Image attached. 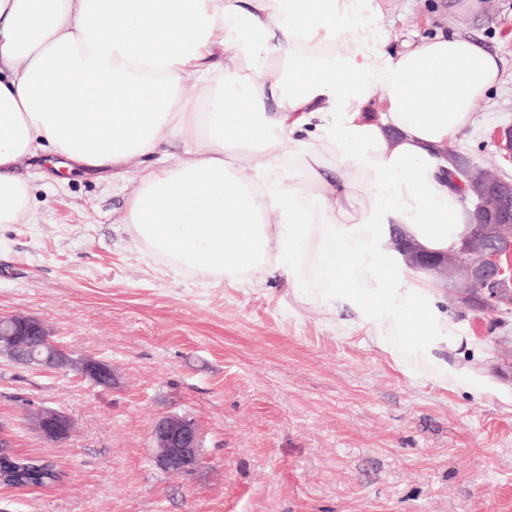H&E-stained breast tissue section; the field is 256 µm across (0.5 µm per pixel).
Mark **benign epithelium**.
Segmentation results:
<instances>
[{
    "label": "benign epithelium",
    "instance_id": "benign-epithelium-1",
    "mask_svg": "<svg viewBox=\"0 0 512 512\" xmlns=\"http://www.w3.org/2000/svg\"><path fill=\"white\" fill-rule=\"evenodd\" d=\"M476 209L485 219L479 226L480 235L499 237L500 245L488 248L480 244L467 247L464 253H450L444 259H428L403 236L392 239L393 246L403 252L411 267L426 266L448 273L454 278L453 286L458 296L468 298V289L476 284L483 286V302L491 307L508 305L512 292V182L491 174L482 181L469 183ZM49 334L38 320L27 316H11L7 324L0 323V354L20 340H48ZM31 364L55 369H71L85 378L112 384V367L93 358L75 359L66 349L50 359L31 360ZM31 428L49 443L67 440L73 429L72 421L63 412L44 408L30 422ZM154 462L163 471L189 473L201 462L203 456L199 428L192 419L168 415L157 422L152 435Z\"/></svg>",
    "mask_w": 512,
    "mask_h": 512
}]
</instances>
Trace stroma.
<instances>
[{"label": "stroma", "mask_w": 512, "mask_h": 512, "mask_svg": "<svg viewBox=\"0 0 512 512\" xmlns=\"http://www.w3.org/2000/svg\"><path fill=\"white\" fill-rule=\"evenodd\" d=\"M384 31L435 20L481 40L502 79L456 147L512 180L495 132L512 124V0H374ZM23 223L0 224V316L42 321L73 356L112 365V385L0 358V420L17 448L53 461L48 489L0 486V512H512V406L407 376L363 336L288 308V283L230 287L177 276L125 229L131 176L23 161ZM441 296L467 360L512 384V312ZM52 407L74 423L48 444L27 424ZM186 414L203 436L190 474L165 472L152 429Z\"/></svg>", "instance_id": "35a3bbf8"}]
</instances>
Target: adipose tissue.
<instances>
[{"label":"adipose tissue","instance_id":"adipose-tissue-1","mask_svg":"<svg viewBox=\"0 0 512 512\" xmlns=\"http://www.w3.org/2000/svg\"><path fill=\"white\" fill-rule=\"evenodd\" d=\"M367 0H0V224L22 221L25 158L115 168L124 224L178 274L245 287L280 272L296 304L363 333L407 375L512 405L455 359L439 281L388 249L461 247L472 212L448 150L501 81L456 29L389 51ZM175 164L143 165L165 139Z\"/></svg>","mask_w":512,"mask_h":512}]
</instances>
